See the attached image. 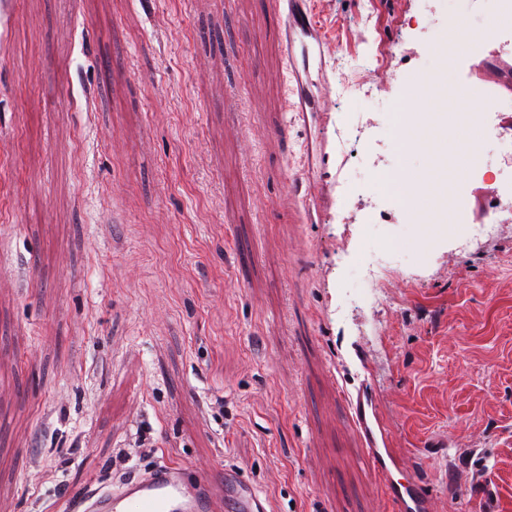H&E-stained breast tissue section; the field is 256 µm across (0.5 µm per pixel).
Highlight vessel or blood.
<instances>
[{
  "mask_svg": "<svg viewBox=\"0 0 512 512\" xmlns=\"http://www.w3.org/2000/svg\"><path fill=\"white\" fill-rule=\"evenodd\" d=\"M279 35L287 72L303 84L310 71L325 72L327 46L308 20L306 0H275ZM352 423L364 445V460L379 477L392 512H437L432 495L405 475L402 457L392 448V435L376 398L359 392ZM70 512H268L266 501L239 469L228 468L223 479L212 469L188 479L183 465L163 461L144 473L116 484H89L75 494Z\"/></svg>",
  "mask_w": 512,
  "mask_h": 512,
  "instance_id": "1",
  "label": "vessel or blood"
}]
</instances>
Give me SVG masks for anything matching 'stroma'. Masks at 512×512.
<instances>
[{
  "label": "stroma",
  "instance_id": "1",
  "mask_svg": "<svg viewBox=\"0 0 512 512\" xmlns=\"http://www.w3.org/2000/svg\"><path fill=\"white\" fill-rule=\"evenodd\" d=\"M13 2L0 512H65L164 459L239 467L269 512H391L350 420L362 388L439 512H512V225L452 258L467 225L419 247L377 188L399 166L421 197L464 177L386 130L449 18L512 39L497 0H307L329 84L388 67L324 119L291 109L274 0ZM361 118L373 150L321 160ZM389 251L380 302L364 267Z\"/></svg>",
  "mask_w": 512,
  "mask_h": 512
}]
</instances>
